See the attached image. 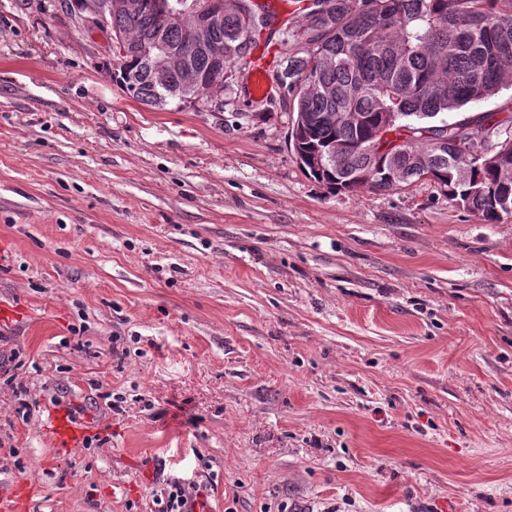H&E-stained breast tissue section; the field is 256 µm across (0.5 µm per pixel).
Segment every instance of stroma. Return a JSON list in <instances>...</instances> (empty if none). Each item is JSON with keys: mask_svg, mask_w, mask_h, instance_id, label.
I'll return each instance as SVG.
<instances>
[{"mask_svg": "<svg viewBox=\"0 0 512 512\" xmlns=\"http://www.w3.org/2000/svg\"><path fill=\"white\" fill-rule=\"evenodd\" d=\"M254 3L271 35L205 112L124 91L63 0H0V512L210 475L211 512H512V217L307 178L278 83L306 19ZM53 402L84 444L45 441Z\"/></svg>", "mask_w": 512, "mask_h": 512, "instance_id": "35a3bbf8", "label": "stroma"}]
</instances>
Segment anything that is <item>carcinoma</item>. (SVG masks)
<instances>
[{
    "mask_svg": "<svg viewBox=\"0 0 512 512\" xmlns=\"http://www.w3.org/2000/svg\"><path fill=\"white\" fill-rule=\"evenodd\" d=\"M241 0L224 4L225 61L255 44ZM303 28L287 33L299 49L286 57L282 86L292 94L290 150L304 173L338 192L397 190L419 181L436 185L448 200L496 223L512 212V117L478 113L463 123L429 120L470 103L487 101L512 86V0H323L310 3ZM112 33L151 41L158 17L152 7L115 12ZM164 44L188 53L196 71L209 74L205 51L185 42L177 28ZM122 86L141 103L157 106L167 85L155 64L133 54ZM332 93L306 92L308 86ZM385 112L394 124L379 127ZM490 133L498 136L485 150ZM405 143L377 165L368 145ZM334 151L323 168L306 157ZM400 177L388 179L390 168Z\"/></svg>",
    "mask_w": 512,
    "mask_h": 512,
    "instance_id": "obj_1",
    "label": "carcinoma"
}]
</instances>
